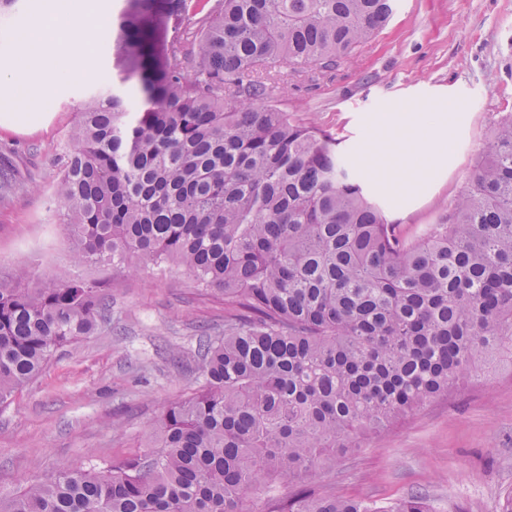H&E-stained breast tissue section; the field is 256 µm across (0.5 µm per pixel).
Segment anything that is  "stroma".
<instances>
[{
    "label": "stroma",
    "mask_w": 512,
    "mask_h": 512,
    "mask_svg": "<svg viewBox=\"0 0 512 512\" xmlns=\"http://www.w3.org/2000/svg\"><path fill=\"white\" fill-rule=\"evenodd\" d=\"M94 65L112 77V17L124 0H91ZM41 0H19L0 20V72L20 55L18 34ZM270 98L300 123L339 138L368 195L390 222L412 231L437 223L468 187L498 119L512 110V0H399L389 24L349 61L324 70L268 67ZM81 82L61 80L32 118L0 119V168L13 188L0 198V265L52 273L67 267L71 240L52 189L55 159L76 125ZM420 113L443 137L435 164L399 180L372 171L388 120ZM102 280L110 321L57 350L10 404L0 407V496L63 467L89 468L147 452L158 415L199 386L198 347L224 333L223 301L200 295L177 269L136 274L107 264L75 268ZM324 486L381 505L422 495L437 512H498L512 494V365L460 384L447 397L326 469Z\"/></svg>",
    "instance_id": "1"
}]
</instances>
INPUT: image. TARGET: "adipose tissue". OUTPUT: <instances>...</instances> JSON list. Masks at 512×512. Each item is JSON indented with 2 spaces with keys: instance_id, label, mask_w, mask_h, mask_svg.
Masks as SVG:
<instances>
[{
  "instance_id": "obj_1",
  "label": "adipose tissue",
  "mask_w": 512,
  "mask_h": 512,
  "mask_svg": "<svg viewBox=\"0 0 512 512\" xmlns=\"http://www.w3.org/2000/svg\"><path fill=\"white\" fill-rule=\"evenodd\" d=\"M63 12L68 13L66 0H48L36 21L20 33L19 41L25 52L8 78L0 82L5 86L0 92L1 103L17 110L28 100L46 99L62 71L75 81L92 77L93 46L82 38L92 18L87 13H68V22L62 27L56 17ZM76 49L85 62L79 67H67L66 61ZM400 126L403 136L390 148L379 149L376 153L375 170L379 175L387 176L395 169L412 167L419 157L433 159L437 156V128L423 126L414 115L405 116Z\"/></svg>"
}]
</instances>
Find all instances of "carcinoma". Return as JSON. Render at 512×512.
<instances>
[{
    "label": "carcinoma",
    "mask_w": 512,
    "mask_h": 512,
    "mask_svg": "<svg viewBox=\"0 0 512 512\" xmlns=\"http://www.w3.org/2000/svg\"><path fill=\"white\" fill-rule=\"evenodd\" d=\"M396 0H125L112 90L93 89L60 154L72 266L175 267L224 296L197 391L166 405L153 449L67 467L0 512H435L382 508L318 481L361 436L512 362V112L467 190L408 236L331 134L268 102L270 64L328 68L383 28ZM202 15L189 74L167 40ZM103 282L0 269V405L106 321ZM278 480L292 494H270Z\"/></svg>",
    "instance_id": "carcinoma-1"
}]
</instances>
